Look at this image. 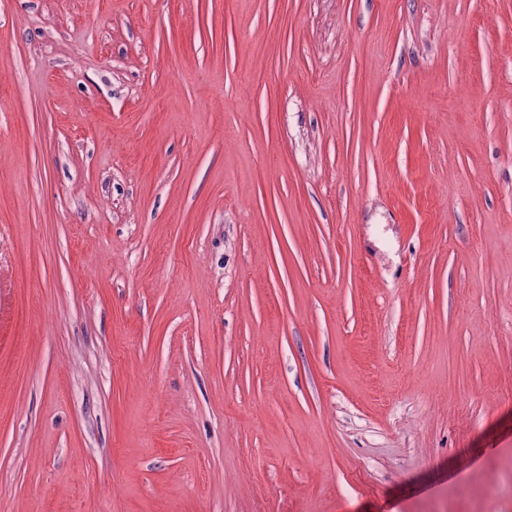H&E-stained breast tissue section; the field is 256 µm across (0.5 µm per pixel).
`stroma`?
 <instances>
[{"label":"stroma","instance_id":"stroma-1","mask_svg":"<svg viewBox=\"0 0 512 512\" xmlns=\"http://www.w3.org/2000/svg\"><path fill=\"white\" fill-rule=\"evenodd\" d=\"M0 512H512V0H0Z\"/></svg>","mask_w":512,"mask_h":512}]
</instances>
